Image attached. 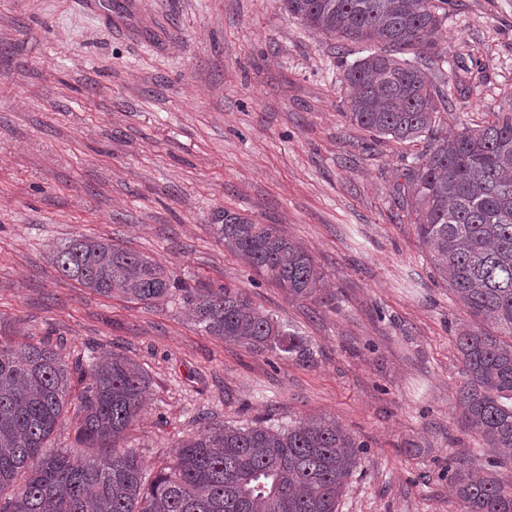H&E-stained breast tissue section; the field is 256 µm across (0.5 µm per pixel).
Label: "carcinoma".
<instances>
[{"instance_id": "1", "label": "carcinoma", "mask_w": 512, "mask_h": 512, "mask_svg": "<svg viewBox=\"0 0 512 512\" xmlns=\"http://www.w3.org/2000/svg\"><path fill=\"white\" fill-rule=\"evenodd\" d=\"M449 0H283L288 14L329 36L380 44L345 74L350 121L380 139L429 133L447 110L428 63L447 52L428 35L448 20ZM411 51L407 60L399 55ZM411 180L417 235L473 326L456 337L465 381L462 419L493 448H512V112L437 139ZM217 238L292 299H311L323 272L278 224L228 213ZM63 276L104 297L152 304L178 295L204 332L258 351L306 357L305 340L256 307L240 288L189 285L140 252L108 240L72 238L47 255ZM0 324V512H338L356 470L358 444L335 421L287 427L204 426L149 479L122 446L144 410L149 379L108 353L69 364L50 341L3 336ZM73 414L75 446L50 449ZM485 475L458 461L449 476L462 512H512V475Z\"/></svg>"}]
</instances>
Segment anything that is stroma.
<instances>
[{
    "label": "stroma",
    "instance_id": "stroma-1",
    "mask_svg": "<svg viewBox=\"0 0 512 512\" xmlns=\"http://www.w3.org/2000/svg\"><path fill=\"white\" fill-rule=\"evenodd\" d=\"M0 0V319L67 362L114 352L150 379L128 431L147 472L206 425L335 419L362 442L338 512H460L467 430L456 336L472 319L435 271L405 174L430 140L374 141L346 115L367 44L306 28L281 0ZM439 136L512 110V0H451L436 34ZM278 224L324 272L289 298L218 242L225 214ZM106 239L184 279L243 289L309 343L303 359L207 335L178 299L106 298L51 246Z\"/></svg>",
    "mask_w": 512,
    "mask_h": 512
}]
</instances>
